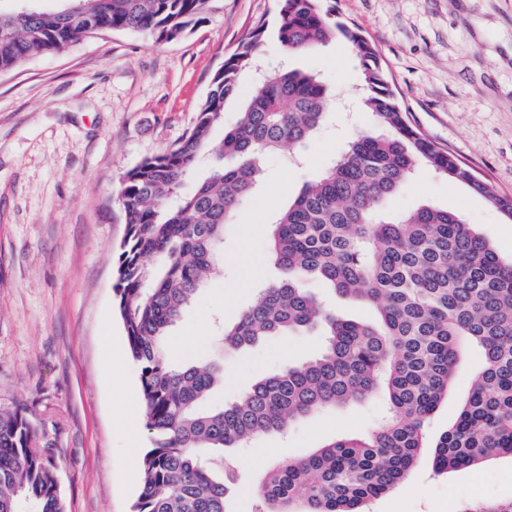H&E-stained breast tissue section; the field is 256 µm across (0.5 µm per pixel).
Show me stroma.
<instances>
[{
	"label": "stroma",
	"mask_w": 512,
	"mask_h": 512,
	"mask_svg": "<svg viewBox=\"0 0 512 512\" xmlns=\"http://www.w3.org/2000/svg\"><path fill=\"white\" fill-rule=\"evenodd\" d=\"M381 55L411 123L501 195H512V0H324ZM276 0H212L183 38L155 42L142 31H106L0 74V411L33 427L58 478L65 512H132L143 457L140 369L116 309L115 256L126 234L117 200L126 170L176 145L192 126L214 74ZM267 62L320 73L333 99L295 152L267 155L261 183L224 228L223 273L207 282L172 329V365L210 359L224 383L208 399H237L257 378L316 355V331L274 336L237 352L216 339L278 272L269 227L304 183L317 179L373 119L362 111L360 66L336 37L319 51L287 54L267 31ZM430 204L462 213L512 259V222L468 185L419 168L387 204L398 215ZM483 364L469 346L430 419L411 474L371 512H456L475 499L512 497V457L479 469L435 472L438 436L457 418ZM111 366L112 386L101 385ZM380 400L310 415L287 435L258 438L238 456L232 506L251 512L252 493L281 459L309 454L339 433L364 434Z\"/></svg>",
	"instance_id": "stroma-1"
}]
</instances>
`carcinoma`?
<instances>
[{
  "instance_id": "1",
  "label": "carcinoma",
  "mask_w": 512,
  "mask_h": 512,
  "mask_svg": "<svg viewBox=\"0 0 512 512\" xmlns=\"http://www.w3.org/2000/svg\"><path fill=\"white\" fill-rule=\"evenodd\" d=\"M12 2L0 11V73L102 28L174 41L208 0H62L52 12L34 0ZM321 2L278 0V40L290 54L319 50L338 34L351 43L362 73L361 106L375 129L349 141L341 158L278 212L269 254L280 276L259 289L223 336L225 349L239 350L318 330L319 354L256 380L230 404L208 408L204 400L224 368L199 360L173 366L163 346L223 266L224 225L260 181L263 158L308 139L329 107L319 74L275 69L254 83L223 143L210 147L240 76L258 65L265 24L224 60L184 140L143 159L120 182L127 233L115 262L117 309L140 367L151 442L134 512H231L239 448L321 410L379 396L388 415L373 431L335 436L304 457L273 464L255 491L254 512H367L366 504L414 468L466 342L480 347L484 365L440 435L433 465L476 468L492 456H512V261L458 212L423 204L393 219L385 210L421 166L469 185L511 216L512 198L475 179L409 123L376 48ZM206 153L207 177L180 196ZM150 256L157 265L145 263ZM308 279L374 306L377 321L337 316L302 287ZM21 498L36 512H64L55 471L28 420L0 412V512H17ZM458 512H512V497L471 501Z\"/></svg>"
}]
</instances>
